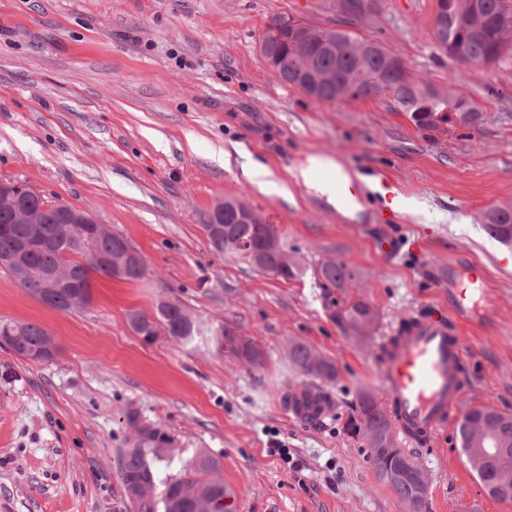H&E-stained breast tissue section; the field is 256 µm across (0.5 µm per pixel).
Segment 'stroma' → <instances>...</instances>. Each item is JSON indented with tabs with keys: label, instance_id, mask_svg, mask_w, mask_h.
<instances>
[{
	"label": "stroma",
	"instance_id": "35a3bbf8",
	"mask_svg": "<svg viewBox=\"0 0 512 512\" xmlns=\"http://www.w3.org/2000/svg\"><path fill=\"white\" fill-rule=\"evenodd\" d=\"M435 0H372L347 17L340 0H0V180L88 210L139 251L147 272L96 279L84 310L62 313L0 271V319L40 325L59 348L33 363L0 347V512H137L120 465L136 438L128 415L170 440L158 481L206 454L231 512H407L346 422L362 393L382 399L385 336L432 307L465 342L463 403L512 415V244L483 216L512 206V61L487 70L448 57L433 29ZM291 14L378 41L414 76L474 102L478 124L437 137L408 123L389 96L322 104L279 81L260 40ZM230 166L218 160L221 150ZM314 186L294 178L309 159ZM260 162L289 196L261 191L242 163ZM396 183L395 224L368 195L342 223L317 192L337 167ZM239 199L273 226L301 266L285 281L212 248L201 226L214 203ZM401 243L393 255L382 237ZM357 272L351 298L379 311L369 338L330 318L315 268ZM481 270L486 295L458 308L449 281ZM178 300L211 329L229 325L263 352L252 366L210 333L182 344L142 342L131 312ZM299 340L338 370L331 416L296 418L288 360ZM458 421L414 456L428 479L424 512H512L489 495L461 448ZM286 448L288 459L270 452Z\"/></svg>",
	"mask_w": 512,
	"mask_h": 512
}]
</instances>
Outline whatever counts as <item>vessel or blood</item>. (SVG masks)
<instances>
[{"label":"vessel or blood","instance_id":"1","mask_svg":"<svg viewBox=\"0 0 512 512\" xmlns=\"http://www.w3.org/2000/svg\"><path fill=\"white\" fill-rule=\"evenodd\" d=\"M333 187L343 207L361 206L367 185L348 170L338 171ZM378 364L386 416L400 443L430 445L452 414L460 412L469 385L462 336L436 310L415 316L408 328L383 340Z\"/></svg>","mask_w":512,"mask_h":512}]
</instances>
